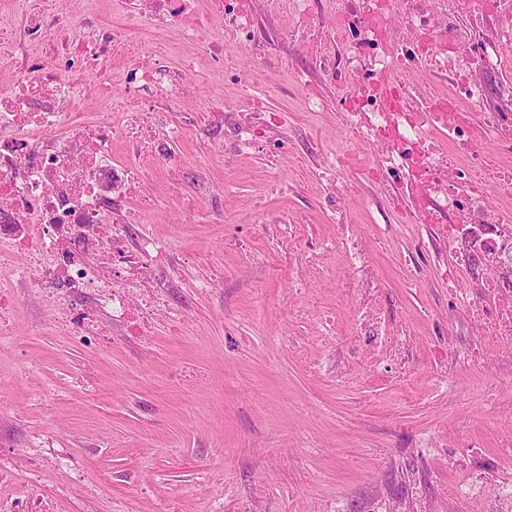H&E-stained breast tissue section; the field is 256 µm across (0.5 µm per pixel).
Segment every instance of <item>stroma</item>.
<instances>
[{"label": "stroma", "mask_w": 512, "mask_h": 512, "mask_svg": "<svg viewBox=\"0 0 512 512\" xmlns=\"http://www.w3.org/2000/svg\"><path fill=\"white\" fill-rule=\"evenodd\" d=\"M92 8L133 31L140 62L161 50L178 60L176 37L147 18L111 13L108 0ZM288 80L269 68L260 91L288 135L273 165L265 148L225 158L229 132L210 103L236 114L249 101L221 74L195 75L192 98L165 112L181 139L171 163L147 169L159 204L135 232L171 246L147 278L185 312L180 335L161 313L148 336L127 335L101 307L111 342L87 347L57 328L37 284L18 296L0 343V457L12 461V487L55 455L65 462L44 472L42 489L67 488L71 512H479L451 496L457 483L512 484V347L446 367L473 337L449 311L448 287H473L472 272L431 265L411 284V208L381 206V185L337 171L381 308L415 337L406 367L376 369L350 335L359 300L341 287V253L308 263L309 246L338 232L319 203L314 156L376 148L346 140L337 90L324 88L323 110L311 112L283 95ZM286 222L297 228L290 250Z\"/></svg>", "instance_id": "1"}]
</instances>
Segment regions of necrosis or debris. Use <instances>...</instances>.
<instances>
[{"instance_id":"4bbe7bcc","label":"necrosis or debris","mask_w":512,"mask_h":512,"mask_svg":"<svg viewBox=\"0 0 512 512\" xmlns=\"http://www.w3.org/2000/svg\"><path fill=\"white\" fill-rule=\"evenodd\" d=\"M115 12L141 14L174 31L185 50L181 66L136 60L129 30L107 27L92 12L69 22L65 0H0V12L19 10L21 29L0 56L12 79L0 86V241L18 262L9 267L14 289L0 290V313L16 300V287L37 282L47 298H75L96 291L113 322L142 329L161 300L151 292L132 297L126 282L169 260L165 242L134 239V219L110 221L115 203L139 198L145 162L169 158L178 128L151 137L150 122L162 108L192 95V76L237 53L254 70L226 67L224 80L253 90L258 67L270 49L286 43L311 52L291 69L290 90L302 92L315 112L324 105L312 92L321 77L339 92L345 130L369 141L378 159L353 154L349 164L382 185L381 200L393 209L410 204L429 252L484 253L483 244L460 247L462 228L478 224L488 238L512 234V211L493 196L512 192V0H112ZM335 29H327L328 18ZM46 56L33 60L29 47ZM93 76L103 113L88 119L81 84ZM123 101L114 104L113 86ZM123 141L133 162H115ZM500 158L488 168L486 153ZM347 258L346 285L364 302L352 323L359 343L387 360L394 343L409 350L407 329L393 325L373 306L381 283L361 237L342 234L308 254L322 262L331 249ZM475 288L448 289L452 311L478 323L477 337L456 350L458 365L478 361L502 343L512 344V271L483 263L473 270ZM42 473L31 470L24 488L0 489V512H65V492L45 496Z\"/></svg>"}]
</instances>
